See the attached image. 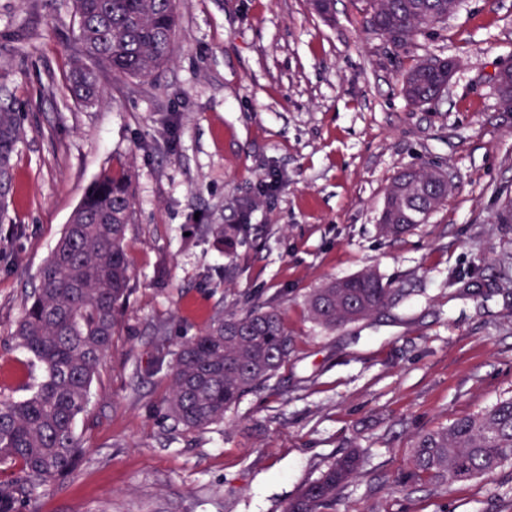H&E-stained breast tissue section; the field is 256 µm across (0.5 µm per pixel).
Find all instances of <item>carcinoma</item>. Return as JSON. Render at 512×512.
Returning a JSON list of instances; mask_svg holds the SVG:
<instances>
[{"label": "carcinoma", "instance_id": "cac0c4a2", "mask_svg": "<svg viewBox=\"0 0 512 512\" xmlns=\"http://www.w3.org/2000/svg\"><path fill=\"white\" fill-rule=\"evenodd\" d=\"M77 47L67 75L74 98L92 104L101 69L150 78L169 60L178 24L177 0H73ZM462 0H367V25L397 50L458 13ZM447 73L422 58L401 80L414 106L439 99ZM21 117L0 102V210L13 188V154ZM448 198L437 170L406 168L387 188L379 232L397 239L425 223ZM254 200L239 206L242 222L206 224L203 231L231 246L250 232L244 222ZM137 221L132 172L122 166L101 174L86 190L50 255L11 339L41 372L19 400H0V512H27L42 491L59 485L85 454L77 433L87 413L101 360L124 323L132 292L128 232ZM405 296L372 271L332 280L307 297L311 320L325 329L355 322ZM291 336L279 305L255 300L216 310L207 326L181 342L169 365L166 414L186 432L224 421L247 393L267 385L288 360ZM362 455L351 449L289 501L283 512H329L354 479ZM512 466V398L419 434L400 482L452 484Z\"/></svg>", "mask_w": 512, "mask_h": 512}]
</instances>
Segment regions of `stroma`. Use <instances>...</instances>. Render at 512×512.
I'll return each instance as SVG.
<instances>
[{
    "label": "stroma",
    "instance_id": "stroma-1",
    "mask_svg": "<svg viewBox=\"0 0 512 512\" xmlns=\"http://www.w3.org/2000/svg\"><path fill=\"white\" fill-rule=\"evenodd\" d=\"M177 11L170 62L149 79L104 72L87 108L64 80L71 0H0V100L25 115L0 219V400L24 394L27 357L10 333L88 186L133 163L138 216L125 328L77 423L86 454L30 512H283L354 445L365 463L336 512H512V467L398 485L419 432L512 397V224L499 221L512 112L495 110L493 86L512 61V0H464L404 52L369 30L364 0H336L329 22L308 0H178ZM426 56L458 69L416 107L400 80ZM421 166L453 174L447 201L383 238L387 186ZM246 198L251 230L233 249L199 235L235 223ZM364 270L405 297L317 327L309 292ZM257 295L283 299L287 362L223 423L183 431L164 410L154 326L174 347Z\"/></svg>",
    "mask_w": 512,
    "mask_h": 512
}]
</instances>
